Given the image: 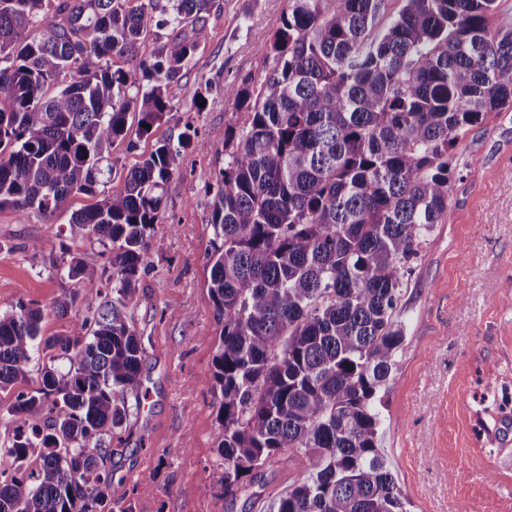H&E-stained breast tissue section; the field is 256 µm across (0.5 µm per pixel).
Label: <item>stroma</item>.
<instances>
[{
    "instance_id": "35a3bbf8",
    "label": "stroma",
    "mask_w": 512,
    "mask_h": 512,
    "mask_svg": "<svg viewBox=\"0 0 512 512\" xmlns=\"http://www.w3.org/2000/svg\"><path fill=\"white\" fill-rule=\"evenodd\" d=\"M286 0H211L207 38L181 71L180 92L149 135L112 145V188L151 152L194 123L203 149H187L166 185L139 303L129 312L145 354L137 414L105 464L117 497L106 512H212L223 493L217 463L212 361L219 326L207 288L214 244L210 201L227 158L224 133L247 115L225 85L260 86L271 63L264 48ZM206 99L198 92L204 82ZM448 210L404 277L398 307L405 341L381 393L382 449L407 512H512V111L492 112L461 135ZM71 197L54 220H19L0 210V312L18 304L45 309L43 336H63L70 320L51 312L65 288L53 260L80 253L106 265L110 252L66 238ZM297 478L275 459L259 469L224 512H273Z\"/></svg>"
}]
</instances>
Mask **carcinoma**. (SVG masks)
<instances>
[{"label": "carcinoma", "instance_id": "carcinoma-1", "mask_svg": "<svg viewBox=\"0 0 512 512\" xmlns=\"http://www.w3.org/2000/svg\"><path fill=\"white\" fill-rule=\"evenodd\" d=\"M130 2L0 0V209L50 219L96 195L128 114L140 115L138 137L165 117L211 0ZM287 2L268 78L224 88L248 121L227 130L211 203L224 466L213 512L279 457L301 474L276 512H407L377 406L405 340L394 312L406 265L448 210L459 137L512 108V36L490 33L496 0H403L379 36L385 0ZM152 27L176 35L140 63L149 84L104 63ZM189 130L72 213L69 235L112 256L53 261L79 285L52 306L71 316L68 334L43 337L39 307L0 315V391L35 384L7 408L0 512H101L117 493L104 461L145 352L128 312ZM41 350L51 355L32 377Z\"/></svg>", "mask_w": 512, "mask_h": 512}]
</instances>
